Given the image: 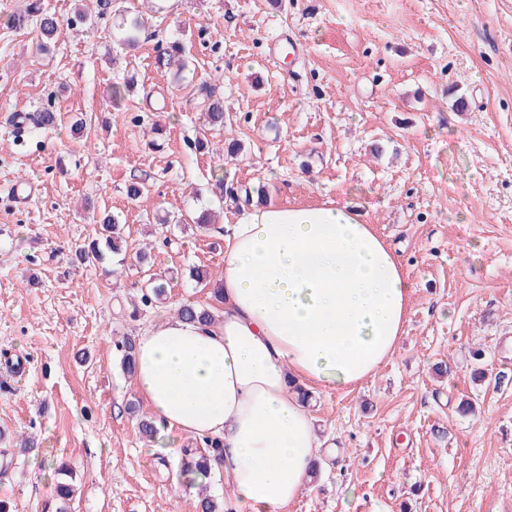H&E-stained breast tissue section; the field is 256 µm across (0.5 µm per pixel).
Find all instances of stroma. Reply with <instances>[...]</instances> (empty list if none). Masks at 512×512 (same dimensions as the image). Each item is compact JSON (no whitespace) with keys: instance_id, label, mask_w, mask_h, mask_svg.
Instances as JSON below:
<instances>
[{"instance_id":"obj_1","label":"stroma","mask_w":512,"mask_h":512,"mask_svg":"<svg viewBox=\"0 0 512 512\" xmlns=\"http://www.w3.org/2000/svg\"><path fill=\"white\" fill-rule=\"evenodd\" d=\"M24 3L0 0V357L28 366L0 379L10 512H55L62 461L79 489L71 512H197L180 454L151 453L125 410L148 406L112 341L210 304L235 215L212 191L217 168L240 204L262 188L271 203L349 206L409 278L393 356L353 389L313 391L339 453L288 512H512V0H43L65 22L91 17L44 54L34 28L7 23ZM122 9L149 19L133 48L113 26ZM175 39L191 73L180 86L156 66ZM205 84L232 124L209 139H239L234 157L197 146ZM45 110L57 128L35 124ZM135 176L147 202L127 197ZM17 179L36 185L27 204ZM88 199L127 242L105 268L74 256L94 235ZM200 208L216 214L211 230L163 221ZM148 270L167 286L143 308ZM464 399L474 415L458 414Z\"/></svg>"}]
</instances>
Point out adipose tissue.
<instances>
[{"label":"adipose tissue","mask_w":512,"mask_h":512,"mask_svg":"<svg viewBox=\"0 0 512 512\" xmlns=\"http://www.w3.org/2000/svg\"><path fill=\"white\" fill-rule=\"evenodd\" d=\"M224 309L140 337L135 383L179 439H219L226 512H285L321 457L299 389H351L392 357L410 303L390 249L347 206H242L224 229Z\"/></svg>","instance_id":"ef3b65f1"}]
</instances>
